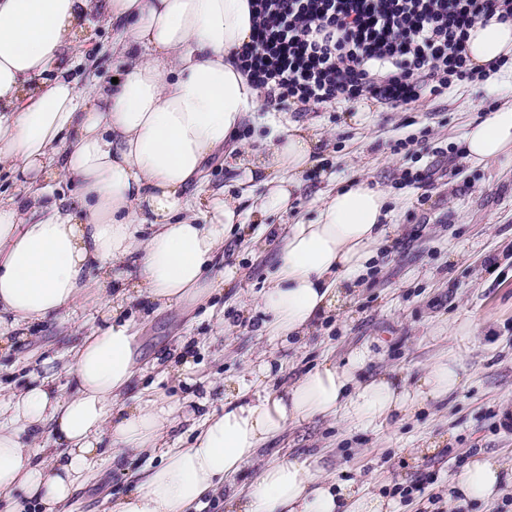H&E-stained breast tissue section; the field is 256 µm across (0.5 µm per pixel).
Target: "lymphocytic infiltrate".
<instances>
[{
    "label": "lymphocytic infiltrate",
    "instance_id": "obj_1",
    "mask_svg": "<svg viewBox=\"0 0 512 512\" xmlns=\"http://www.w3.org/2000/svg\"><path fill=\"white\" fill-rule=\"evenodd\" d=\"M251 11L236 56L268 102L405 108L489 78L469 67L464 43L487 15L512 21V0H251Z\"/></svg>",
    "mask_w": 512,
    "mask_h": 512
}]
</instances>
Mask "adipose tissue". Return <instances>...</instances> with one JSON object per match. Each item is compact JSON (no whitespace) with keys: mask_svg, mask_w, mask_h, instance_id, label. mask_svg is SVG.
<instances>
[{"mask_svg":"<svg viewBox=\"0 0 512 512\" xmlns=\"http://www.w3.org/2000/svg\"><path fill=\"white\" fill-rule=\"evenodd\" d=\"M249 2L0 0V168L16 185L0 197V350L50 319L76 323L96 312L103 320L65 367L70 394L29 387L0 422V512H70L74 491L130 451L156 464L112 512H198L223 491L228 512H391L382 497L314 479L295 457L264 467L245 488L234 480L289 422H384L462 382L452 351L414 388L387 376L362 382L368 353L358 350L341 365L322 361L285 392L249 397L270 375L265 361L180 448L164 441L178 412L164 394L120 406L138 372L130 302L196 307L238 276L224 263V241L240 219L235 203L211 198L200 224L190 191L264 103L236 57L251 34ZM95 21L117 28L112 51L124 70L117 83L81 89L64 57ZM466 52L477 70L512 59V22L484 17ZM318 143L312 127L296 122L270 134L257 163L267 186L261 213H288ZM462 146L472 165L512 166V90L467 127ZM62 178L77 182V206L55 198L52 184ZM386 204L384 192L353 180L314 221L271 227L279 259L257 299L260 335L304 338L320 316L352 301L389 230ZM506 484L512 469L477 456L450 489L460 502L488 504Z\"/></svg>","mask_w":512,"mask_h":512,"instance_id":"1","label":"adipose tissue"}]
</instances>
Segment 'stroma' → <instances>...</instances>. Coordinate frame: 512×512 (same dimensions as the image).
Here are the masks:
<instances>
[{"instance_id": "1", "label": "stroma", "mask_w": 512, "mask_h": 512, "mask_svg": "<svg viewBox=\"0 0 512 512\" xmlns=\"http://www.w3.org/2000/svg\"><path fill=\"white\" fill-rule=\"evenodd\" d=\"M112 31L88 30L67 63L78 87L111 81L120 66ZM492 84L455 85L406 108L364 100L361 123L352 107L307 112L298 106L259 110L237 139L259 148L269 120L315 125L321 134L316 168L302 177L293 215L309 220L321 199L350 179H363L388 197L395 229L370 263L368 285L344 315L323 320L303 348L272 346L257 328L256 297L274 249L251 251L231 240L225 262L238 265L233 286L209 306L158 313L139 302L140 362L148 380L203 416L224 403L226 377L245 373L262 352H274L277 370L259 395L283 391L322 357L344 363L358 349L370 352L364 376L389 374L414 387L432 360L448 349L463 355V382L448 397L430 400L409 416L354 425L313 417L289 423L260 451L263 466L281 456L308 460L319 477L350 481L390 501L394 512H512V488L491 504L458 505L448 499L454 475L477 454L512 464V168L474 167L461 152L468 124L500 104ZM434 169L430 186L416 175ZM206 180L238 198L242 219L259 232L252 209L263 192L262 172L248 173L228 158L208 162ZM469 322V335L456 333ZM66 326L32 330L16 349L0 354V399L41 373L45 358L64 362L74 344ZM412 489L411 498L401 495ZM104 464L73 499V512H105L108 497L124 493Z\"/></svg>"}]
</instances>
